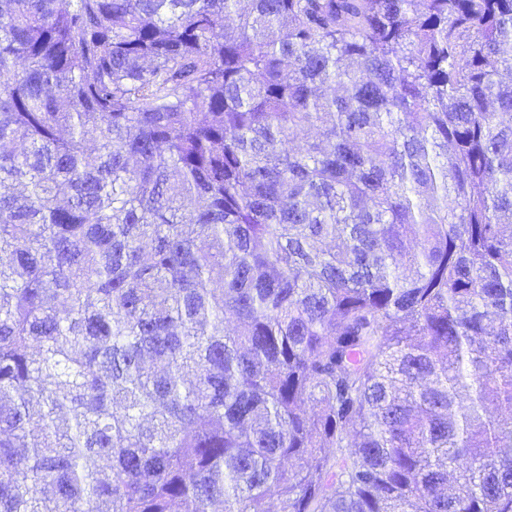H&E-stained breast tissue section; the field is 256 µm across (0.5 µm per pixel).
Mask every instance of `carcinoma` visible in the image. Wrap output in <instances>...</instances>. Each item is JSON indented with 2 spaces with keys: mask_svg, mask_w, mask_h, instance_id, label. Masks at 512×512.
<instances>
[{
  "mask_svg": "<svg viewBox=\"0 0 512 512\" xmlns=\"http://www.w3.org/2000/svg\"><path fill=\"white\" fill-rule=\"evenodd\" d=\"M507 45L512 0H0V512H512Z\"/></svg>",
  "mask_w": 512,
  "mask_h": 512,
  "instance_id": "carcinoma-1",
  "label": "carcinoma"
}]
</instances>
